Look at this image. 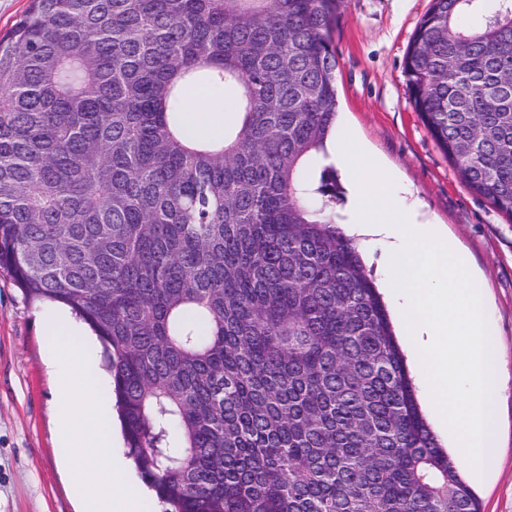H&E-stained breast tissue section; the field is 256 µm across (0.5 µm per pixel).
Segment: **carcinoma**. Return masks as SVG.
Listing matches in <instances>:
<instances>
[{
  "instance_id": "cac0c4a2",
  "label": "carcinoma",
  "mask_w": 512,
  "mask_h": 512,
  "mask_svg": "<svg viewBox=\"0 0 512 512\" xmlns=\"http://www.w3.org/2000/svg\"><path fill=\"white\" fill-rule=\"evenodd\" d=\"M343 2L30 0L0 37V272L97 336L170 512H480L328 209ZM404 74L512 218V0H432ZM196 76L235 93L220 136L187 130Z\"/></svg>"
}]
</instances>
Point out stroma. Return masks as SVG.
Returning <instances> with one entry per match:
<instances>
[{"label": "stroma", "mask_w": 512, "mask_h": 512, "mask_svg": "<svg viewBox=\"0 0 512 512\" xmlns=\"http://www.w3.org/2000/svg\"><path fill=\"white\" fill-rule=\"evenodd\" d=\"M431 0H345L332 33L337 60L336 123L351 128L366 155L393 170L417 224L454 238L482 279L489 321L506 364L499 404L496 472L473 485L481 512H512V220L472 192L411 103L407 47ZM362 259L392 324L401 312L382 244ZM57 311L26 300L0 276V512H81L82 501L58 433L63 412L46 365L44 321Z\"/></svg>", "instance_id": "stroma-1"}]
</instances>
